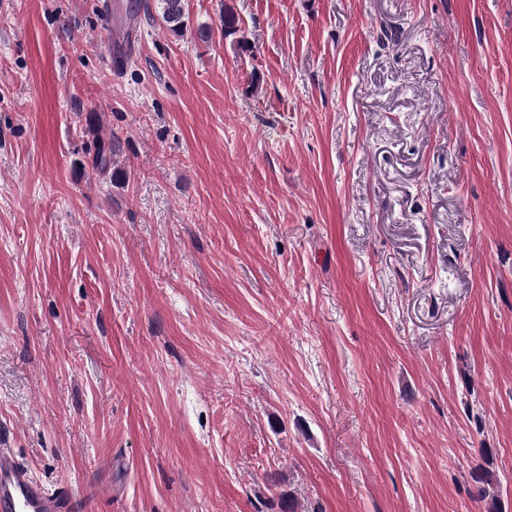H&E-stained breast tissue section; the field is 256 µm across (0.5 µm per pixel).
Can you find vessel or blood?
I'll return each instance as SVG.
<instances>
[{
	"label": "vessel or blood",
	"instance_id": "vessel-or-blood-1",
	"mask_svg": "<svg viewBox=\"0 0 512 512\" xmlns=\"http://www.w3.org/2000/svg\"><path fill=\"white\" fill-rule=\"evenodd\" d=\"M84 508L73 488L47 490L11 449L0 448V512H83Z\"/></svg>",
	"mask_w": 512,
	"mask_h": 512
}]
</instances>
